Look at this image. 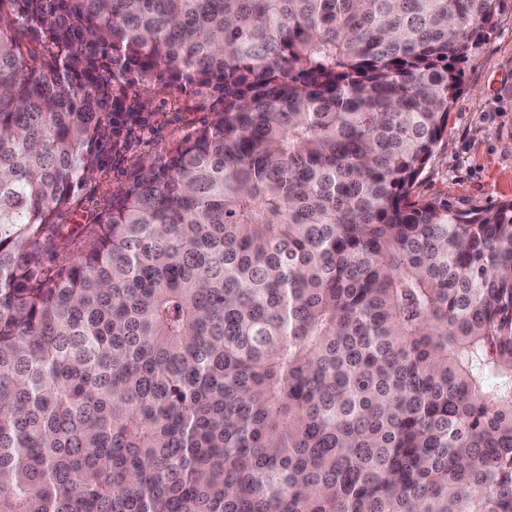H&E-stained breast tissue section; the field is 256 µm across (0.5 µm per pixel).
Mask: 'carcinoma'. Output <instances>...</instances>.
Listing matches in <instances>:
<instances>
[{"instance_id": "cac0c4a2", "label": "carcinoma", "mask_w": 512, "mask_h": 512, "mask_svg": "<svg viewBox=\"0 0 512 512\" xmlns=\"http://www.w3.org/2000/svg\"><path fill=\"white\" fill-rule=\"evenodd\" d=\"M503 7L0 0V512H512V200L413 194ZM155 82L224 107L48 266Z\"/></svg>"}]
</instances>
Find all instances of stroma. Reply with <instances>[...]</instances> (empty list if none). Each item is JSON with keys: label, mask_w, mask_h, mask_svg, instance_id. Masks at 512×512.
I'll return each instance as SVG.
<instances>
[{"label": "stroma", "mask_w": 512, "mask_h": 512, "mask_svg": "<svg viewBox=\"0 0 512 512\" xmlns=\"http://www.w3.org/2000/svg\"><path fill=\"white\" fill-rule=\"evenodd\" d=\"M143 125L125 131L120 151L102 148L100 166L57 219L59 241L85 248L84 225L112 206L114 192L138 163L164 157L222 107L220 98L156 85L142 90ZM414 193L447 196L488 207L512 200V0L481 52L466 66L463 88L448 113L439 144Z\"/></svg>", "instance_id": "1"}]
</instances>
